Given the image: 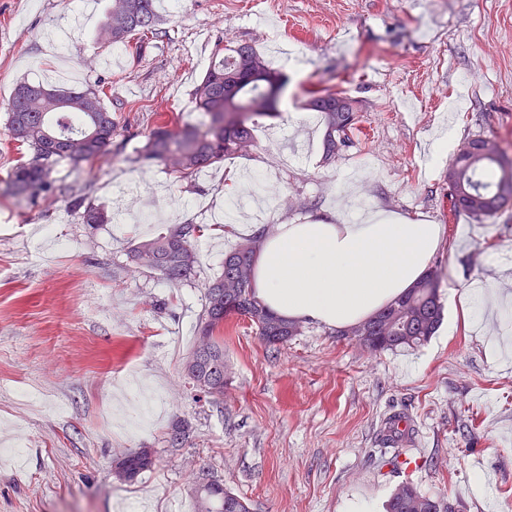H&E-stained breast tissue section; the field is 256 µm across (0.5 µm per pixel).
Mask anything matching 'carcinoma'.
Returning a JSON list of instances; mask_svg holds the SVG:
<instances>
[{"instance_id": "cac0c4a2", "label": "carcinoma", "mask_w": 512, "mask_h": 512, "mask_svg": "<svg viewBox=\"0 0 512 512\" xmlns=\"http://www.w3.org/2000/svg\"><path fill=\"white\" fill-rule=\"evenodd\" d=\"M155 0H112L98 38L125 44L137 33L158 35ZM283 88L286 75L271 68L257 49L245 42L214 41L209 68L194 87L192 98L201 119L175 120L156 125L141 156L160 160L180 180H190L229 156H246L256 146L255 131L263 121L279 117L278 102L271 101L273 84ZM303 109L318 114L323 127L322 162L329 164L353 145L363 112L361 101L344 92L317 89L308 92ZM5 128L10 142L25 151L5 182L3 193L32 199L54 195L52 178L63 162L91 163L101 157L117 135V121L96 86L76 89L21 81L8 103ZM450 209L479 221L512 207V157L500 142L474 136L461 143L448 164ZM71 206L85 208L89 224H106L109 217L76 197ZM198 224H178L156 236L132 244L128 259L171 283L196 274L195 241ZM269 229L237 244L224 255L223 269L205 284V303L193 350L184 364L187 378L204 395L224 396V321L245 317L262 341L278 346L301 329L266 309L253 290L254 263ZM440 282L423 276L409 291L367 320V341L379 350L417 348L437 332L443 320ZM152 449L140 448L116 461L125 480L132 481L152 468ZM196 512H250L247 500L224 487L220 479H205L193 488ZM387 512H452V507L403 484L388 501Z\"/></svg>"}]
</instances>
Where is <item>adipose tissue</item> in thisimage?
I'll return each instance as SVG.
<instances>
[{
	"mask_svg": "<svg viewBox=\"0 0 512 512\" xmlns=\"http://www.w3.org/2000/svg\"><path fill=\"white\" fill-rule=\"evenodd\" d=\"M441 243L440 225L381 210L284 224L257 258L254 292L283 319L348 329L405 294Z\"/></svg>",
	"mask_w": 512,
	"mask_h": 512,
	"instance_id": "obj_1",
	"label": "adipose tissue"
}]
</instances>
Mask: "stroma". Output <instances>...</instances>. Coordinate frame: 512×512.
<instances>
[{"mask_svg": "<svg viewBox=\"0 0 512 512\" xmlns=\"http://www.w3.org/2000/svg\"><path fill=\"white\" fill-rule=\"evenodd\" d=\"M112 0H0V182L20 158L5 129L17 82H103L118 131L94 164L62 163L60 191L37 202L0 194V512H195L202 477L247 496L253 512H372L401 483L454 512H512V285L483 328L458 324L423 346L373 353L314 323L280 347L254 325H224V395L199 396L184 372L206 282L257 225L237 213L214 229L238 180L268 171L270 226L382 206L445 227L431 265L444 318L473 280L512 265V209L477 222L448 209L447 161L427 164L440 132L491 136L512 152V0H158L162 31L132 47L96 41ZM248 42L288 77L287 109L246 157L192 181L140 149L150 129L194 120L192 91L216 36ZM362 99L356 147L321 162L323 131L302 109L315 84ZM83 195L109 217L87 224ZM206 224L195 280L172 284L130 266L132 242ZM504 340L499 355L486 346ZM155 399L146 426L140 400ZM412 419L388 447L390 414ZM189 426L172 446L177 420ZM26 445L19 462L13 442ZM154 449L124 482L112 463ZM482 486H475V479Z\"/></svg>", "mask_w": 512, "mask_h": 512, "instance_id": "1", "label": "stroma"}]
</instances>
